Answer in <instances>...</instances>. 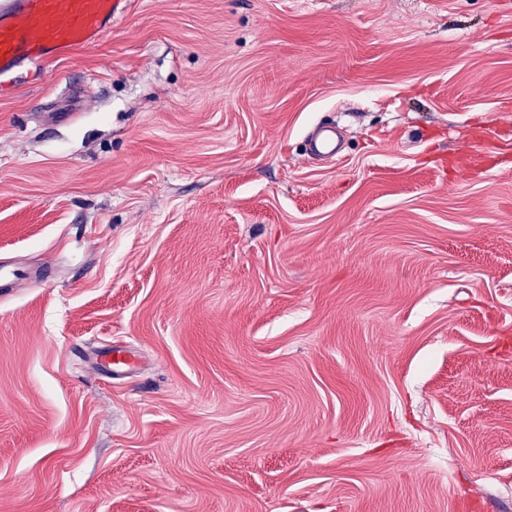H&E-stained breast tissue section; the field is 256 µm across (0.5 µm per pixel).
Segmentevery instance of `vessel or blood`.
I'll return each instance as SVG.
<instances>
[{
  "label": "vessel or blood",
  "mask_w": 512,
  "mask_h": 512,
  "mask_svg": "<svg viewBox=\"0 0 512 512\" xmlns=\"http://www.w3.org/2000/svg\"><path fill=\"white\" fill-rule=\"evenodd\" d=\"M125 0H0V77L22 61L45 62L92 45Z\"/></svg>",
  "instance_id": "vessel-or-blood-1"
}]
</instances>
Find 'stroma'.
<instances>
[{
  "label": "stroma",
  "mask_w": 512,
  "mask_h": 512,
  "mask_svg": "<svg viewBox=\"0 0 512 512\" xmlns=\"http://www.w3.org/2000/svg\"><path fill=\"white\" fill-rule=\"evenodd\" d=\"M127 2L0 78V512H512V0Z\"/></svg>",
  "instance_id": "35a3bbf8"
}]
</instances>
